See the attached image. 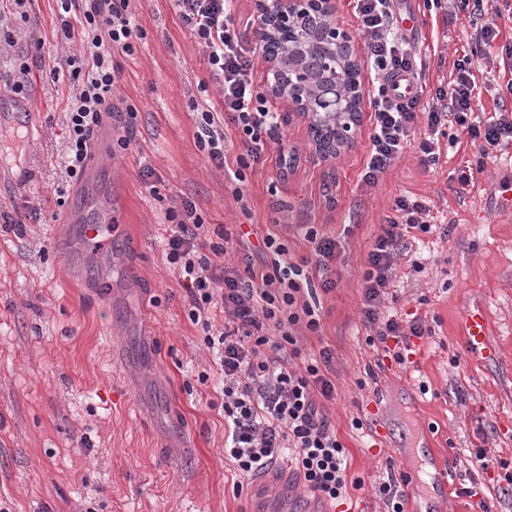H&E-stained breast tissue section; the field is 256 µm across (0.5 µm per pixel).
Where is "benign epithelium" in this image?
<instances>
[{
    "instance_id": "1",
    "label": "benign epithelium",
    "mask_w": 512,
    "mask_h": 512,
    "mask_svg": "<svg viewBox=\"0 0 512 512\" xmlns=\"http://www.w3.org/2000/svg\"><path fill=\"white\" fill-rule=\"evenodd\" d=\"M258 26L254 39L262 56L274 71L285 67L288 83L270 85V92L288 107V112L308 120L310 129L327 127L331 134V147L325 141L312 137L317 155L322 158L340 154L356 145L358 127L362 120L361 105L364 92L359 64L354 56L352 32L336 23V0H254ZM326 45L345 51L343 59L336 55L322 58L321 66L328 74L340 69L351 74L350 80L337 83L329 79L325 90L317 95L310 92L305 74L291 61L279 59L268 52V44L286 31L301 42L310 39L313 27Z\"/></svg>"
}]
</instances>
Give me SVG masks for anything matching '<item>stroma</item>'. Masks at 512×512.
Masks as SVG:
<instances>
[{"label":"stroma","instance_id":"obj_1","mask_svg":"<svg viewBox=\"0 0 512 512\" xmlns=\"http://www.w3.org/2000/svg\"><path fill=\"white\" fill-rule=\"evenodd\" d=\"M0 11L15 39L0 51V156L11 165L0 175V512H382L373 482L389 471L412 477L405 512H481L482 500L492 512H512V190L502 189L512 182V147L482 158L466 139L439 133L435 165H421L407 146L369 188L360 180L372 132L366 106L352 150L320 158L307 122L293 116L265 161L234 184L196 146L192 102H223L200 46L172 0H132L144 36L132 53L112 56L121 69L114 114L97 129L94 159L76 181L61 158L66 59L80 45L57 38L56 0H0ZM416 13L405 38L421 63L426 102L448 83L453 60L474 47L476 24H497L475 89L479 109L493 113L498 89L512 80L501 52L512 22L490 9L473 19L421 2ZM232 19L266 91L252 0H235ZM33 37L44 57L31 52ZM24 64L30 87L21 98L12 85ZM31 116L41 129L34 140ZM124 135L131 144L122 150ZM282 146L295 149L294 169L278 165ZM476 162L481 172L461 185ZM403 195L425 201L432 223L449 231L410 241L394 280L399 313L424 320L432 335L411 338L413 358L380 364L366 343L361 286L369 241ZM185 198L212 229L251 224L262 233L279 222L339 236L340 280L319 293L321 328L304 337L303 351L333 354L336 398L326 408L348 451L344 502H318L289 471L235 490L219 370L164 251L166 212ZM82 223L119 230L89 241ZM469 309L486 316L490 356L459 331ZM442 470L444 488L433 479ZM472 486L478 497L466 495Z\"/></svg>","mask_w":512,"mask_h":512}]
</instances>
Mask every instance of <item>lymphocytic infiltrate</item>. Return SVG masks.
<instances>
[{
	"label": "lymphocytic infiltrate",
	"mask_w": 512,
	"mask_h": 512,
	"mask_svg": "<svg viewBox=\"0 0 512 512\" xmlns=\"http://www.w3.org/2000/svg\"><path fill=\"white\" fill-rule=\"evenodd\" d=\"M233 0H173L182 25L203 49V63L224 93V109L202 110L196 144L209 162L227 164L224 127L232 125L243 151L235 161L247 168L258 163L269 141L278 136L281 115L258 92L251 59L232 20ZM394 0H356L358 29L366 39L369 60L378 79L368 95L373 109L368 160L362 182L377 186L411 142L418 123L429 131L418 148L422 165L437 161L431 136L440 127H460L481 156L512 146V108L500 107L490 118L474 108L472 60L454 62L456 78L438 86L429 106L420 93L398 98L395 77L416 74V56L393 28ZM130 0H59L57 37L79 41L81 54L71 56V101L66 124L65 169L79 179L92 157L93 133L112 115V92L120 69L113 49L132 52L134 29ZM392 216L371 240L364 273L361 309L369 346L392 345V357L404 363L408 337L431 335L421 320L402 322L385 302L392 293L397 262L411 230L431 232L426 207L405 197L395 199ZM166 261L181 278L192 308L193 323L202 327L207 348L216 352L222 387L221 409L227 430L224 458L240 478L258 479L288 466L318 500L334 502L347 491L348 453L326 412L336 398L328 372L330 350L304 357V333L320 329L317 292L337 286L336 263L341 247L335 236L315 225H299L310 246L307 257L290 253L283 236L268 230L259 250L262 265L250 256H231V231L219 229L217 241L205 242V226L194 202L185 199L170 210ZM221 307L224 325L209 317Z\"/></svg>",
	"instance_id": "1"
}]
</instances>
